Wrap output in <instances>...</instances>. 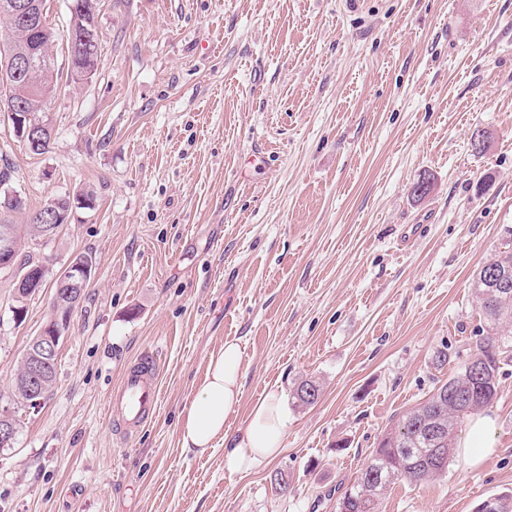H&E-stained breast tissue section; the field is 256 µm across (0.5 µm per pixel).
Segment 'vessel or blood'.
<instances>
[{
    "mask_svg": "<svg viewBox=\"0 0 512 512\" xmlns=\"http://www.w3.org/2000/svg\"><path fill=\"white\" fill-rule=\"evenodd\" d=\"M158 375L157 363L149 355L124 369L108 405L110 418L123 434L137 431L155 414L160 399Z\"/></svg>",
    "mask_w": 512,
    "mask_h": 512,
    "instance_id": "vessel-or-blood-1",
    "label": "vessel or blood"
}]
</instances>
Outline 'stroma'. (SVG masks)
I'll return each mask as SVG.
<instances>
[{"label":"stroma","instance_id":"obj_1","mask_svg":"<svg viewBox=\"0 0 512 512\" xmlns=\"http://www.w3.org/2000/svg\"><path fill=\"white\" fill-rule=\"evenodd\" d=\"M97 33L95 77L47 104L48 152L0 115V165L28 209L95 195L30 254L53 274L96 261L35 409L11 377L52 288L19 324L16 274L0 272V406L18 420L0 512H336L383 431L477 350L473 274L512 227V0H105ZM228 340L243 352L229 427L272 385L288 411L278 458L247 471L223 445H180ZM146 352L161 403L126 438L107 406ZM306 379L311 406L294 397ZM498 379L495 452L392 484L380 512L512 494V356Z\"/></svg>","mask_w":512,"mask_h":512}]
</instances>
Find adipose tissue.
<instances>
[{"mask_svg": "<svg viewBox=\"0 0 512 512\" xmlns=\"http://www.w3.org/2000/svg\"><path fill=\"white\" fill-rule=\"evenodd\" d=\"M242 349L225 342L212 354L205 378L185 407L179 424L183 451L202 456L224 442V465L240 470L275 459L288 430V415L279 390L267 392L251 408L245 424L227 432L225 424L240 404L242 394ZM494 421L485 414L471 417L460 454L475 465L494 448Z\"/></svg>", "mask_w": 512, "mask_h": 512, "instance_id": "1", "label": "adipose tissue"}]
</instances>
